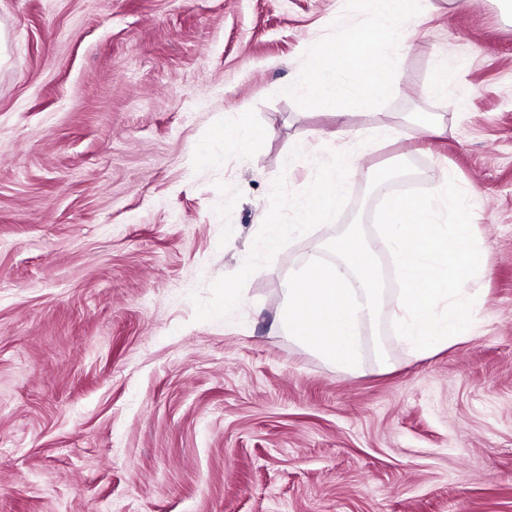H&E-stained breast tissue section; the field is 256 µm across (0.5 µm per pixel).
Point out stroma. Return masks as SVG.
I'll list each match as a JSON object with an SVG mask.
<instances>
[{
    "label": "stroma",
    "instance_id": "35a3bbf8",
    "mask_svg": "<svg viewBox=\"0 0 512 512\" xmlns=\"http://www.w3.org/2000/svg\"><path fill=\"white\" fill-rule=\"evenodd\" d=\"M414 12L340 135L303 83L370 0H0V512H512V0ZM379 173L466 193L475 335L418 357L384 316L344 375L275 316L356 220L396 292ZM343 179L341 167L325 169L320 177V182L325 189L314 193L303 202V209L311 218H323L336 209V200L339 187Z\"/></svg>",
    "mask_w": 512,
    "mask_h": 512
}]
</instances>
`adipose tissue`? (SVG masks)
<instances>
[{
	"label": "adipose tissue",
	"instance_id": "1",
	"mask_svg": "<svg viewBox=\"0 0 512 512\" xmlns=\"http://www.w3.org/2000/svg\"><path fill=\"white\" fill-rule=\"evenodd\" d=\"M372 11L368 31L356 30L340 41L330 42L311 66V76L306 83L309 94L323 107L335 108L343 96L337 86L339 75L358 72L363 48H370L373 65L368 76L362 77L352 90V97L368 104L389 89L395 78L396 68L393 46L400 35V25L414 14V0H371Z\"/></svg>",
	"mask_w": 512,
	"mask_h": 512
}]
</instances>
